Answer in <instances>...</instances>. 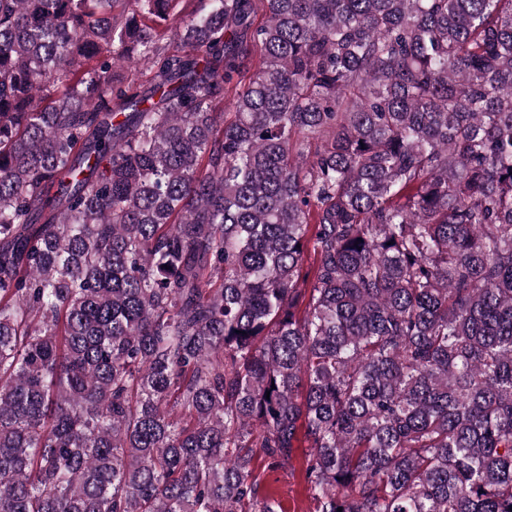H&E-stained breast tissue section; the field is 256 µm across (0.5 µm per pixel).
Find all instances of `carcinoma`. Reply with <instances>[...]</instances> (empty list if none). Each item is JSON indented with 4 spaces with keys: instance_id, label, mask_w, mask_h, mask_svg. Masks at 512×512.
I'll list each match as a JSON object with an SVG mask.
<instances>
[{
    "instance_id": "obj_1",
    "label": "carcinoma",
    "mask_w": 512,
    "mask_h": 512,
    "mask_svg": "<svg viewBox=\"0 0 512 512\" xmlns=\"http://www.w3.org/2000/svg\"><path fill=\"white\" fill-rule=\"evenodd\" d=\"M181 3L0 0V512H512V0ZM305 443H299L293 454V468H272L268 461L257 453L253 466L260 475L261 489L272 493L285 512H307L310 507L308 486L301 469L309 453Z\"/></svg>"
}]
</instances>
